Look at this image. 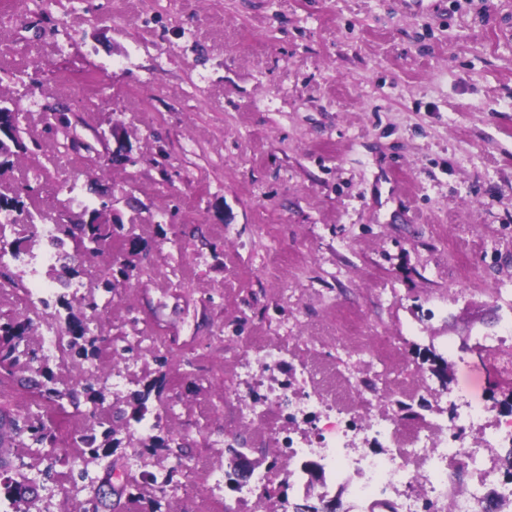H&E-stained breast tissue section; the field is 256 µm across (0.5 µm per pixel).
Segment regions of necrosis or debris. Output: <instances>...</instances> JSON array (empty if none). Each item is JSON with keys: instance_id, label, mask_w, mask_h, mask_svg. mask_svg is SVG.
Wrapping results in <instances>:
<instances>
[{"instance_id": "necrosis-or-debris-1", "label": "necrosis or debris", "mask_w": 512, "mask_h": 512, "mask_svg": "<svg viewBox=\"0 0 512 512\" xmlns=\"http://www.w3.org/2000/svg\"><path fill=\"white\" fill-rule=\"evenodd\" d=\"M494 334L479 337L478 349L496 372L512 374V315L497 320ZM360 355L375 382L390 380L399 353L381 336L361 339ZM450 419H408L383 412L382 394H372L357 412L355 432L343 423L337 398L310 389L295 394L269 387L247 402L244 418L263 420L277 436L281 453L296 461L288 476L301 482V463L311 456L330 463L334 479H348L358 512H376L392 500L395 512H496L495 498H512V482L500 483L488 461L500 448L512 447V418L493 414L461 391L451 393ZM314 417L322 427L316 438L299 440L286 425L297 417ZM362 449L347 454L351 438Z\"/></svg>"}]
</instances>
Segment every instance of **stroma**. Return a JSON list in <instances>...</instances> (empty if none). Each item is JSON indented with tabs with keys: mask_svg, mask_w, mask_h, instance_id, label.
Wrapping results in <instances>:
<instances>
[{
	"mask_svg": "<svg viewBox=\"0 0 512 512\" xmlns=\"http://www.w3.org/2000/svg\"><path fill=\"white\" fill-rule=\"evenodd\" d=\"M512 0H437L419 17L407 0H0V98L20 114L24 146L0 170V194L26 191L46 223L109 206L135 239L112 241L73 281L74 310L98 304V374L118 373L123 409L145 400L152 447L119 446L86 462L74 439L89 403L58 408L0 369V415L41 414L60 459L15 443L38 512H79L94 481L114 491L100 512H224L205 473L167 493L145 472L177 451L223 474L225 431L253 458L273 437L239 417L238 399L271 385L299 389L303 365L360 377L336 339L355 311L395 337L400 369L425 390L417 416L447 418L441 393L470 387L512 411V377L475 349L484 326L463 311L512 300ZM67 125L47 124L52 110ZM130 263L111 297L97 284ZM23 314L30 342L64 331L63 314L0 287V317ZM318 337L275 372L244 365L253 336ZM150 336L123 361L116 349ZM454 346L448 378L434 356ZM87 468L89 484L70 472ZM285 463L257 512H292L302 488Z\"/></svg>",
	"mask_w": 512,
	"mask_h": 512,
	"instance_id": "35a3bbf8",
	"label": "stroma"
}]
</instances>
